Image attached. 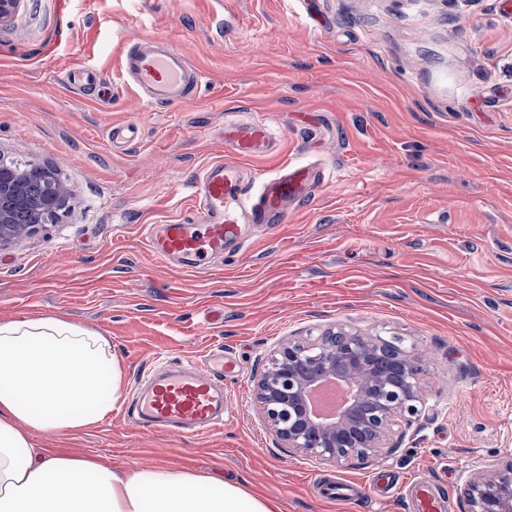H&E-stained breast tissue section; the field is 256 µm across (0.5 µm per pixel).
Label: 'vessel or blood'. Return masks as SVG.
<instances>
[{
	"mask_svg": "<svg viewBox=\"0 0 512 512\" xmlns=\"http://www.w3.org/2000/svg\"><path fill=\"white\" fill-rule=\"evenodd\" d=\"M121 71L146 96V104H172L187 99L200 76L185 54L163 38L140 39L125 52ZM223 139L234 157L209 165L194 189L187 219L159 224L146 237L160 263L194 271L210 267L225 251L239 245L243 225L281 222L284 204L301 197L310 180L309 166L283 162L277 172L255 187L244 184L236 160L265 155L272 139L266 124L247 116L225 125ZM143 394L136 401L139 422L181 433H206L224 423V353L203 362L174 361L141 378ZM406 495L414 512H447L441 484L412 482Z\"/></svg>",
	"mask_w": 512,
	"mask_h": 512,
	"instance_id": "vessel-or-blood-1",
	"label": "vessel or blood"
}]
</instances>
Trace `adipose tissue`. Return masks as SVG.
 Listing matches in <instances>:
<instances>
[{
  "instance_id": "adipose-tissue-1",
  "label": "adipose tissue",
  "mask_w": 512,
  "mask_h": 512,
  "mask_svg": "<svg viewBox=\"0 0 512 512\" xmlns=\"http://www.w3.org/2000/svg\"><path fill=\"white\" fill-rule=\"evenodd\" d=\"M125 371L112 340L54 314L0 320V512H281L207 474L114 469L38 447L111 415Z\"/></svg>"
}]
</instances>
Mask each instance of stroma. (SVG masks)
Here are the masks:
<instances>
[{
    "label": "stroma",
    "instance_id": "1",
    "mask_svg": "<svg viewBox=\"0 0 512 512\" xmlns=\"http://www.w3.org/2000/svg\"><path fill=\"white\" fill-rule=\"evenodd\" d=\"M163 36L202 75L145 105L120 73ZM94 71L87 86L73 71ZM277 151L325 171L281 224L195 273L160 264L150 224L179 222L199 175L228 159L239 113ZM0 154L57 169L75 206L0 250V319L54 313L110 336L121 404L161 359L224 350L222 428L148 427L112 412L44 448L113 468L190 469L282 512H411L434 480L447 512L473 470L512 455V0H21L0 25ZM400 336L421 357L426 411L389 454L331 463L286 448L254 385L282 344L330 329ZM350 496H324L336 478Z\"/></svg>",
    "mask_w": 512,
    "mask_h": 512
}]
</instances>
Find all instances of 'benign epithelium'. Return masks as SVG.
<instances>
[{"mask_svg": "<svg viewBox=\"0 0 512 512\" xmlns=\"http://www.w3.org/2000/svg\"><path fill=\"white\" fill-rule=\"evenodd\" d=\"M40 191L33 192V184ZM74 205L70 187L50 168L17 165L0 156V248L49 224H61ZM424 367L398 342L346 330L312 343H290L256 383V399L276 435L297 451L338 463L395 448L419 419ZM347 392L334 417L320 419L309 403L318 384ZM468 512H512V455L471 472L459 487Z\"/></svg>", "mask_w": 512, "mask_h": 512, "instance_id": "7a95c632", "label": "benign epithelium"}]
</instances>
